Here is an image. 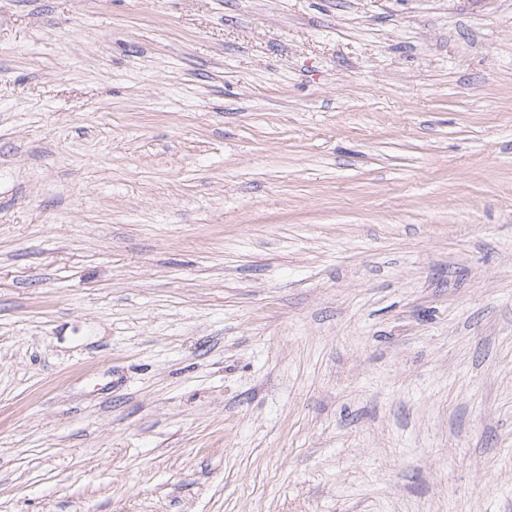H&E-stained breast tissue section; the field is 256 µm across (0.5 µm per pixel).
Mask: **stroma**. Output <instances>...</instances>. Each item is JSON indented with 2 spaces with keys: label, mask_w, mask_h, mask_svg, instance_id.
Here are the masks:
<instances>
[{
  "label": "stroma",
  "mask_w": 512,
  "mask_h": 512,
  "mask_svg": "<svg viewBox=\"0 0 512 512\" xmlns=\"http://www.w3.org/2000/svg\"><path fill=\"white\" fill-rule=\"evenodd\" d=\"M0 512H512V0H0Z\"/></svg>",
  "instance_id": "1"
}]
</instances>
